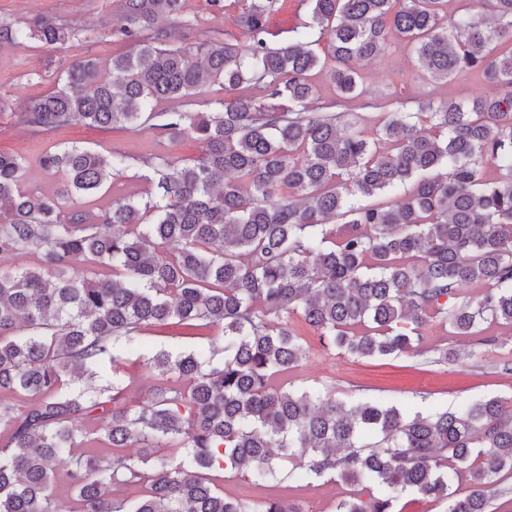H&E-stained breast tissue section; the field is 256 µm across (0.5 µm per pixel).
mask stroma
I'll return each mask as SVG.
<instances>
[{
  "instance_id": "obj_1",
  "label": "stroma",
  "mask_w": 512,
  "mask_h": 512,
  "mask_svg": "<svg viewBox=\"0 0 512 512\" xmlns=\"http://www.w3.org/2000/svg\"><path fill=\"white\" fill-rule=\"evenodd\" d=\"M237 8L215 10L209 0H185L184 15L198 30L220 29L226 37L245 42L239 27ZM35 15H51L67 20L78 29V37L66 47L51 49L25 40L0 44V150L20 155L25 161L23 186L32 191L53 192L57 181L41 168L43 152L79 145L109 157L127 155L130 165L118 178L120 189L134 198L146 195L149 186L143 179L139 157L149 154L198 156L201 148L191 137L172 141L161 137L152 121L133 129L103 132L75 121L48 134L36 135L20 126L17 115L36 96L50 91L60 73L73 58L89 55L108 62L121 45L111 29L121 15L119 0H0V21L20 24ZM361 87L372 97H400L405 91L426 90L422 71L407 65L405 74H396L389 57L380 56L360 63ZM219 335L215 329L191 330L169 325L153 327L126 348L124 378L133 388L135 401L149 397L154 380L144 361L155 350L172 354L209 351ZM306 357L289 376L293 389H332L337 400L352 402L369 397L404 405L409 412L432 414L452 411L463 404L491 397L512 398V372L497 366V353L479 348L477 356L452 365L425 363L424 352L459 345V337L447 325L435 323L424 332L420 354H407L381 360H363L324 348L310 330L302 332ZM210 477L226 497L250 499L283 498L299 504L303 512H334L339 500L352 493L351 485L340 481L308 480L301 476L265 485L249 478L221 471Z\"/></svg>"
}]
</instances>
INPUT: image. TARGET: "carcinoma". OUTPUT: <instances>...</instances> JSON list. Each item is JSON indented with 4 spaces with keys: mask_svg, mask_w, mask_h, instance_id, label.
Returning <instances> with one entry per match:
<instances>
[{
    "mask_svg": "<svg viewBox=\"0 0 512 512\" xmlns=\"http://www.w3.org/2000/svg\"><path fill=\"white\" fill-rule=\"evenodd\" d=\"M248 44L208 31L171 40L184 0H121L112 29L124 51L101 71L73 60L19 121L49 133L72 121L159 132L201 144L189 159H142L150 186L79 206L129 167L81 146L47 150L52 194L21 187L23 159L0 152V512H302L286 499L227 498L221 470L266 482L286 464L307 479L378 486L335 512H394L410 488L447 512H489L512 480V399L492 397L423 417L372 397L286 388L306 356L296 316L327 346L374 359L413 350L433 322L481 346L484 325H512V0H305L307 19L275 43L278 0H231ZM68 23L0 22V42L61 47ZM414 60L432 89L371 100L378 137L347 110L362 96L359 63ZM334 97L310 108L316 75ZM475 74L496 95L439 98ZM215 83L220 108L149 112ZM261 96L238 93L245 86ZM111 226L102 232L99 225ZM37 264L16 267L18 254ZM479 288L477 300L466 289ZM218 326L209 353L160 350L144 365L151 402H129L118 353L142 331ZM471 355L434 350L430 362ZM112 360V385L72 390ZM158 448L175 453L159 455ZM60 466L73 498H58ZM469 492H450L454 480ZM139 484L134 499L109 494Z\"/></svg>",
    "mask_w": 512,
    "mask_h": 512,
    "instance_id": "1",
    "label": "carcinoma"
}]
</instances>
